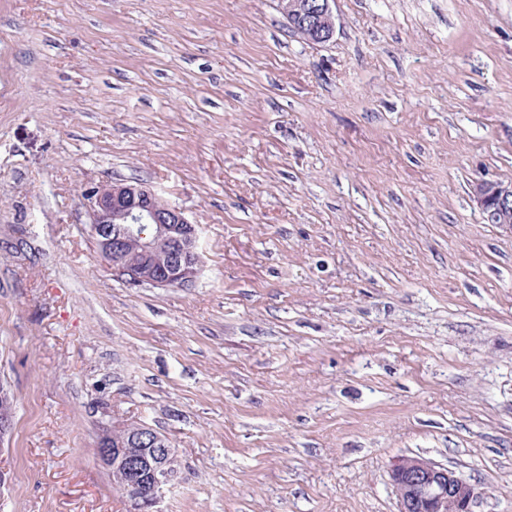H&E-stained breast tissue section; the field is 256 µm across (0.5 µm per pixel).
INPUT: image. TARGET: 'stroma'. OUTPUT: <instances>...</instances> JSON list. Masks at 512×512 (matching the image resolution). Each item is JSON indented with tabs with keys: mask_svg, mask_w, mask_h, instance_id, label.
<instances>
[{
	"mask_svg": "<svg viewBox=\"0 0 512 512\" xmlns=\"http://www.w3.org/2000/svg\"><path fill=\"white\" fill-rule=\"evenodd\" d=\"M0 0V512H127L101 422L178 454L162 512H396L402 455L512 512V0ZM199 226L130 288L87 191ZM291 28L310 43L330 41L335 33L332 0H281ZM477 204L490 224L512 228V184L483 181L476 188ZM16 405L13 396L0 386V446L13 430Z\"/></svg>",
	"mask_w": 512,
	"mask_h": 512,
	"instance_id": "obj_1",
	"label": "stroma"
}]
</instances>
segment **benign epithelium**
<instances>
[{
    "mask_svg": "<svg viewBox=\"0 0 512 512\" xmlns=\"http://www.w3.org/2000/svg\"><path fill=\"white\" fill-rule=\"evenodd\" d=\"M332 0H281L291 28L310 43L335 33ZM477 204L490 224L512 227V184L483 181ZM89 229L112 275L131 288H187L201 270L199 226L141 182H110L90 192ZM16 405L0 386V446L13 430ZM97 457L112 479L131 493L132 512H161L165 492L177 478L173 449L156 430L112 420L102 425ZM397 512H473L474 485L456 471L420 456L391 466Z\"/></svg>",
    "mask_w": 512,
    "mask_h": 512,
    "instance_id": "benign-epithelium-1",
    "label": "benign epithelium"
}]
</instances>
